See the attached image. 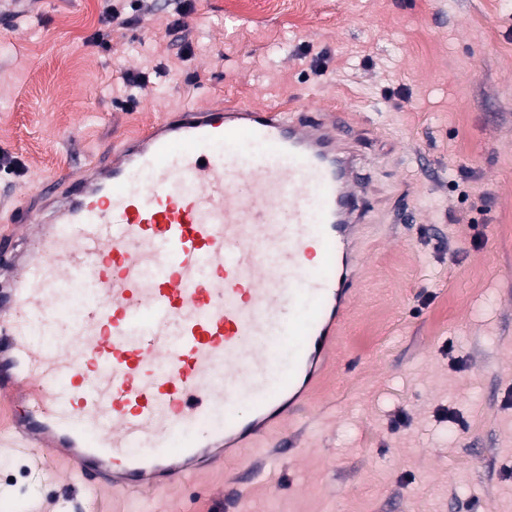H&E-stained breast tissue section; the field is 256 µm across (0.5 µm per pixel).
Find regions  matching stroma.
I'll use <instances>...</instances> for the list:
<instances>
[{
    "mask_svg": "<svg viewBox=\"0 0 512 512\" xmlns=\"http://www.w3.org/2000/svg\"><path fill=\"white\" fill-rule=\"evenodd\" d=\"M108 0H0V235L39 176L77 172L182 106L341 107L365 128L358 293L290 432L160 495L65 487L0 416V512H512V0H167L89 44ZM148 80L133 111L122 73ZM303 449L300 466L288 438Z\"/></svg>",
    "mask_w": 512,
    "mask_h": 512,
    "instance_id": "obj_1",
    "label": "stroma"
}]
</instances>
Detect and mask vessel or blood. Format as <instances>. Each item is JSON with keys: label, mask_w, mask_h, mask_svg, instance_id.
Returning <instances> with one entry per match:
<instances>
[{"label": "vessel or blood", "mask_w": 512, "mask_h": 512, "mask_svg": "<svg viewBox=\"0 0 512 512\" xmlns=\"http://www.w3.org/2000/svg\"><path fill=\"white\" fill-rule=\"evenodd\" d=\"M360 143L338 110H169L15 210L0 398L20 449H67L62 483L168 491L293 421L357 291Z\"/></svg>", "instance_id": "vessel-or-blood-1"}]
</instances>
